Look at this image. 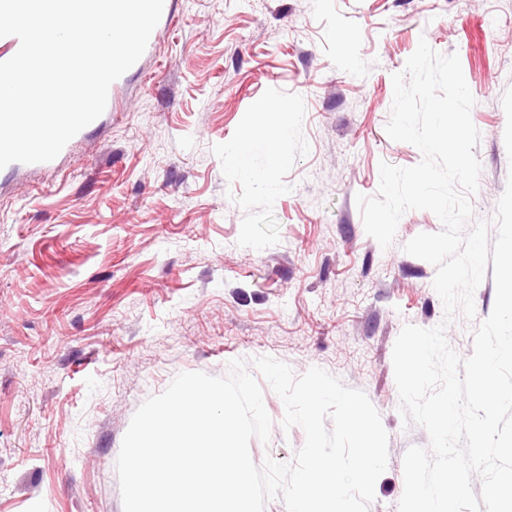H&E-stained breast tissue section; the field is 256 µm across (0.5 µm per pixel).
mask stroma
<instances>
[{
  "label": "stroma",
  "instance_id": "obj_1",
  "mask_svg": "<svg viewBox=\"0 0 512 512\" xmlns=\"http://www.w3.org/2000/svg\"><path fill=\"white\" fill-rule=\"evenodd\" d=\"M114 105L47 167L0 169V512H123L116 461L130 421L183 372L216 377L270 356L366 393L388 433L368 512H397L403 456L428 447L399 408L392 352L404 325L445 324L461 356L495 302L446 317L435 267L404 252L441 230L400 219L389 248L357 195L380 163L410 167L385 126L392 76L419 40L457 53L474 97L481 164L474 220L494 215L512 159L501 97L512 86V0H169ZM288 104L285 165L243 176L225 142ZM273 426L255 463L305 443L263 390Z\"/></svg>",
  "mask_w": 512,
  "mask_h": 512
}]
</instances>
